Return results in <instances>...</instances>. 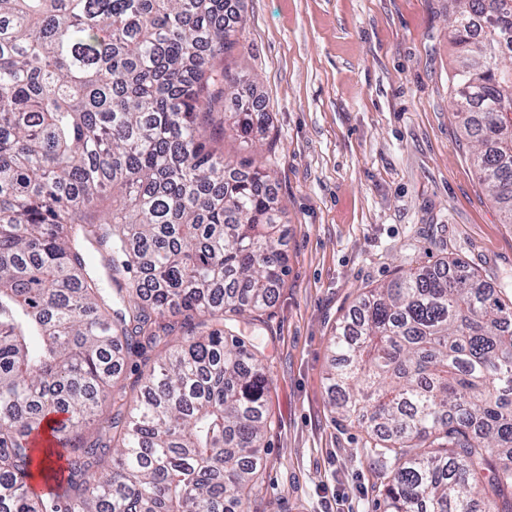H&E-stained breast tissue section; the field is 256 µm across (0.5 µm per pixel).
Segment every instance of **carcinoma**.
I'll return each instance as SVG.
<instances>
[{"mask_svg": "<svg viewBox=\"0 0 512 512\" xmlns=\"http://www.w3.org/2000/svg\"><path fill=\"white\" fill-rule=\"evenodd\" d=\"M225 2L0 0V512H244L258 489L269 379L227 322L274 303L287 257L266 170L212 146L242 82L221 67ZM493 2L457 0L450 82L512 224V6ZM231 130L267 132L247 102ZM178 327L123 411L124 357ZM330 347L333 405L387 472L382 512H512L507 293L457 259L418 267L360 295ZM109 398L112 436H84Z\"/></svg>", "mask_w": 512, "mask_h": 512, "instance_id": "obj_1", "label": "carcinoma"}]
</instances>
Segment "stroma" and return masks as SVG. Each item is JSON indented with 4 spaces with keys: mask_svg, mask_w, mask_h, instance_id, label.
I'll list each match as a JSON object with an SVG mask.
<instances>
[{
    "mask_svg": "<svg viewBox=\"0 0 512 512\" xmlns=\"http://www.w3.org/2000/svg\"><path fill=\"white\" fill-rule=\"evenodd\" d=\"M452 0H237L225 67L268 119L265 144L219 149L265 168L288 256L274 304L234 322L263 359L271 429L247 512H376L385 483L325 380L358 296L457 258L512 288V225L480 184L452 112Z\"/></svg>",
    "mask_w": 512,
    "mask_h": 512,
    "instance_id": "1",
    "label": "stroma"
}]
</instances>
